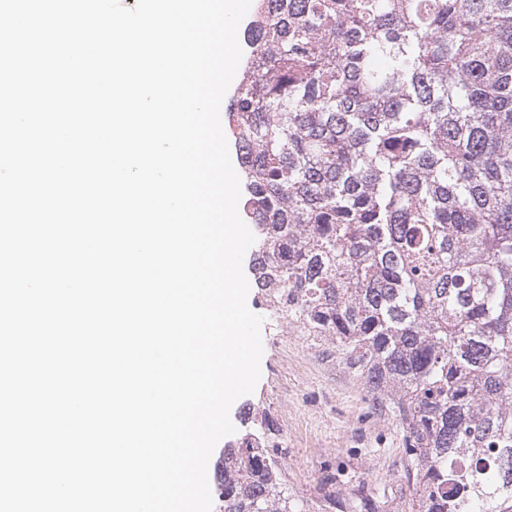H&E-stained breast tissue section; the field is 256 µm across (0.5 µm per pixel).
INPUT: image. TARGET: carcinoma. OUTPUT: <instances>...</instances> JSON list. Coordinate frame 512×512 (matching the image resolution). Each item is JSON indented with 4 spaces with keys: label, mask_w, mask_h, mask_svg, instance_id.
<instances>
[{
    "label": "carcinoma",
    "mask_w": 512,
    "mask_h": 512,
    "mask_svg": "<svg viewBox=\"0 0 512 512\" xmlns=\"http://www.w3.org/2000/svg\"><path fill=\"white\" fill-rule=\"evenodd\" d=\"M245 40L254 287L399 420L411 512H512V0H257ZM241 425L224 512H293Z\"/></svg>",
    "instance_id": "cac0c4a2"
}]
</instances>
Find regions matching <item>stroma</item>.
I'll list each match as a JSON object with an SVG mask.
<instances>
[{"label":"stroma","mask_w":512,"mask_h":512,"mask_svg":"<svg viewBox=\"0 0 512 512\" xmlns=\"http://www.w3.org/2000/svg\"><path fill=\"white\" fill-rule=\"evenodd\" d=\"M247 305L264 319L261 375L254 391L233 403L230 420L239 424L250 412L276 423L271 455L297 512H337L336 499L353 501L366 489L377 493V512H408L399 422L372 409L364 379L330 342L272 313L257 289Z\"/></svg>","instance_id":"stroma-1"}]
</instances>
